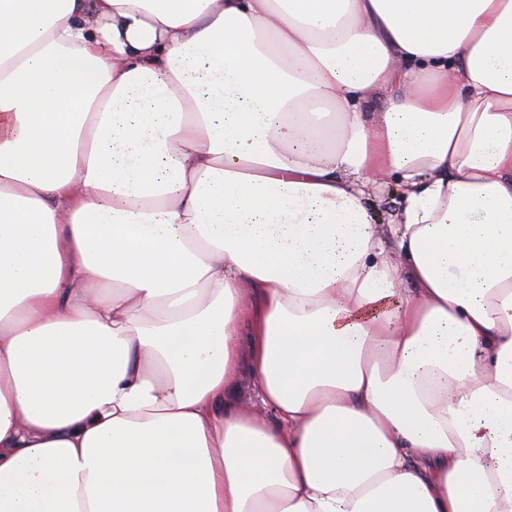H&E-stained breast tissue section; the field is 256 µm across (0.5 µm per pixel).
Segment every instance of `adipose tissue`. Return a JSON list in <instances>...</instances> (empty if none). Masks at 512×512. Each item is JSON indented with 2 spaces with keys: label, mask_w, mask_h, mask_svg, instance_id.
Here are the masks:
<instances>
[{
  "label": "adipose tissue",
  "mask_w": 512,
  "mask_h": 512,
  "mask_svg": "<svg viewBox=\"0 0 512 512\" xmlns=\"http://www.w3.org/2000/svg\"><path fill=\"white\" fill-rule=\"evenodd\" d=\"M0 512H512V0H0ZM401 192L395 181L387 176L379 179L377 188L368 195L366 205L377 224H390L401 208Z\"/></svg>",
  "instance_id": "ef3b65f1"
}]
</instances>
